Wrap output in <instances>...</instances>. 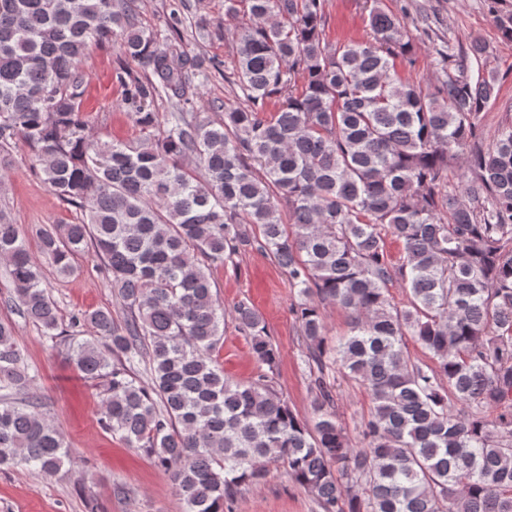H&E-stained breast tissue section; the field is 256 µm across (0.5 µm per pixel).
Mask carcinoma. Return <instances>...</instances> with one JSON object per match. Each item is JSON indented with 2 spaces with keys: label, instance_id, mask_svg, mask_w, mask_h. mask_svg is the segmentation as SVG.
<instances>
[{
  "label": "carcinoma",
  "instance_id": "cac0c4a2",
  "mask_svg": "<svg viewBox=\"0 0 512 512\" xmlns=\"http://www.w3.org/2000/svg\"><path fill=\"white\" fill-rule=\"evenodd\" d=\"M325 7L224 0V14L249 22L231 33L235 69L224 76L240 94L210 124L185 109L208 72L138 26L136 0H0V188L4 148L22 143L43 182L82 211L35 235L60 277L92 250L124 317L75 313L71 327L91 336L69 344V359L100 389V427L154 457L184 512H232L269 464L319 512H512V123L481 141L496 78L479 70L481 46L450 47L440 55L453 71L425 91L396 67L416 51L406 15L372 0V39L333 44ZM495 22L512 42V11ZM94 45L129 62L115 78L136 142L91 130L78 62ZM163 100L171 111H158ZM461 166L469 175L453 187L448 170ZM389 237L402 245L397 260ZM248 249L293 290L310 422L267 374L232 381L214 357L228 319L260 366L279 357L253 305L227 310L212 291L210 270ZM0 259L9 303L57 338L27 233L1 210ZM394 284L409 290L407 306L393 303ZM327 305L350 318L334 342ZM409 337L431 363L412 360ZM332 365L372 403L358 448L336 419ZM35 380L14 326L0 322V466L55 476L67 445L26 397Z\"/></svg>",
  "mask_w": 512,
  "mask_h": 512
}]
</instances>
